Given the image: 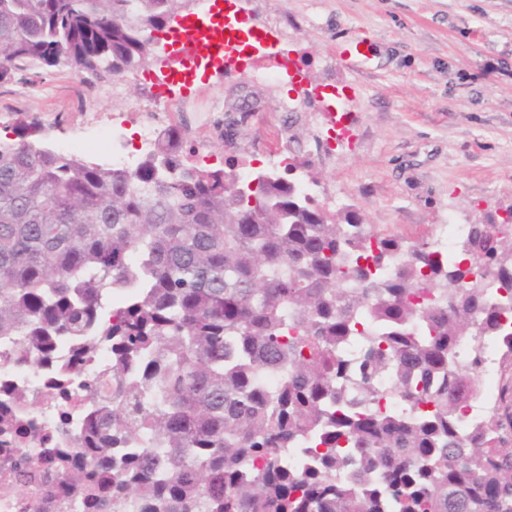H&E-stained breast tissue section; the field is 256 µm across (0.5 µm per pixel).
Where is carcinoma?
<instances>
[{
    "mask_svg": "<svg viewBox=\"0 0 512 512\" xmlns=\"http://www.w3.org/2000/svg\"><path fill=\"white\" fill-rule=\"evenodd\" d=\"M176 3L0 0V83L30 67H140ZM20 126L0 140V338L21 337L35 362L61 337L86 360L112 346L79 439L64 438L69 500L87 512H512V235L478 221L441 258L353 211L327 214L289 178L239 194L232 163L182 161L175 127L128 172ZM466 336H495L501 352L498 410L469 431L481 380L478 358L455 362ZM265 370L279 374L272 388ZM303 443L305 465L288 467ZM21 445L0 417L24 484L35 474Z\"/></svg>",
    "mask_w": 512,
    "mask_h": 512,
    "instance_id": "cac0c4a2",
    "label": "carcinoma"
}]
</instances>
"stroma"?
<instances>
[{
  "mask_svg": "<svg viewBox=\"0 0 512 512\" xmlns=\"http://www.w3.org/2000/svg\"><path fill=\"white\" fill-rule=\"evenodd\" d=\"M240 22L265 44L295 59L301 80L254 82L250 68L208 70L203 87L234 100L254 93L259 114L215 113L210 125L173 118L186 140L208 144L217 161L271 164L268 149L283 134L288 156L312 179L330 213L354 210L378 232L433 241L449 215L474 223L512 208V0H234ZM363 42L368 51L348 58ZM168 66L163 43L146 65L125 72L124 95L84 102L66 68L19 72L0 84V130L19 122L49 130L54 148L98 133L84 111L123 112L136 102L158 109L155 72ZM297 111L276 103L293 98Z\"/></svg>",
  "mask_w": 512,
  "mask_h": 512,
  "instance_id": "obj_1",
  "label": "stroma"
}]
</instances>
